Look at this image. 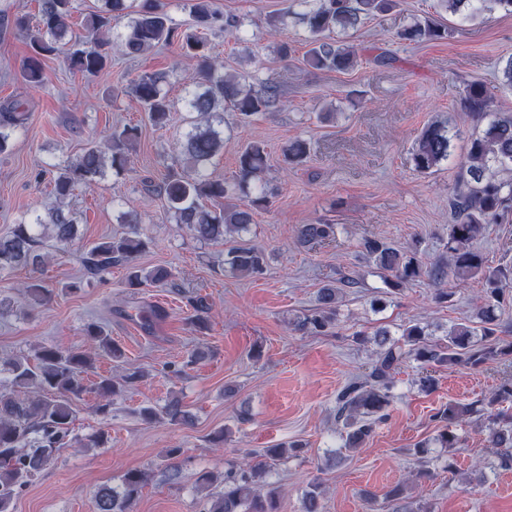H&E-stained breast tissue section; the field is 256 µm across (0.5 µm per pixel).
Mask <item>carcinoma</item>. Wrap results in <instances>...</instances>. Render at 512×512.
I'll return each mask as SVG.
<instances>
[{"label": "carcinoma", "instance_id": "obj_1", "mask_svg": "<svg viewBox=\"0 0 512 512\" xmlns=\"http://www.w3.org/2000/svg\"><path fill=\"white\" fill-rule=\"evenodd\" d=\"M512 12V0H443L454 14L474 16L486 9L487 2ZM300 8L299 23L308 33L306 65L328 71L345 72L361 61L352 45L335 39V34L358 27L363 20L391 10L394 0H293ZM72 0H38L35 26L25 18L16 19V26L26 31L31 56L24 67L26 83L35 88L43 82V58L70 48V65L88 77L107 73L112 44L121 43L127 53L139 54L158 46L175 44L193 62L189 83L195 87L184 99L186 111L195 113L189 121L190 130L182 142V173L169 175L158 183H148V190L164 199L167 213L175 223L183 225L200 240L224 244V269L240 278H253L265 269L264 250L245 243L241 233L254 223L255 212L267 207L269 194L262 183L267 168L268 152L261 141L247 143L238 155L237 172L232 180L215 179L207 173L209 165L224 148V111L237 113L249 120L269 114L281 103L280 83L267 79L254 85L250 75L227 73L224 63L210 54L208 31L217 24L227 29L235 41L248 47L244 24L232 17L224 18L214 0H191L192 23L175 25L156 0H143L134 10L127 0H101L99 9L84 19V35L72 27ZM129 15L131 19L122 32L114 31L112 22ZM447 35L446 29L432 18L417 19L405 26L399 38L409 42H434ZM168 84L165 72L143 73L130 83V94L147 114L151 125L167 126L175 103L164 89ZM491 90L482 82L467 85L463 97L465 109L484 129L473 134L466 157L461 164L463 188L448 199L453 224L448 230V262L422 267L415 254L378 240L368 239L364 249L373 266L390 277V286L401 285L427 277L440 284L452 275L460 281L475 280L481 284L476 297L477 320L452 324L444 341L432 339L434 332L416 320L401 325V337L395 339L386 328L369 338L355 334V341L377 345L368 380L354 379L336 395V417L343 422V448L362 447L376 426L388 416L394 394V377L409 358L423 364L458 365L479 368L490 361L511 359L512 343L502 345L497 333V315L505 292L512 289V267L496 270L486 267L484 255L475 248V240L490 224L512 222V179L500 178L512 173V114L497 116L489 112ZM25 103L11 99L0 104V155L10 151L12 135L25 126ZM140 137L136 125L115 127L104 143L91 144L67 164L57 168L53 193L57 204L47 215L32 214L14 225L0 237V275L19 266L34 273L45 264V241L64 248L78 238L77 217L65 208L63 200L72 196L82 184L103 179L107 173L117 174L127 167L130 151ZM448 129L429 125L423 129L412 153L414 167L421 173L438 168L450 155ZM306 141L295 139L282 151L288 165L302 162L308 155ZM124 230L92 245L82 257L86 280H100L112 267H128L127 286L133 290L175 286V274L168 266L144 268L135 264L145 248L141 238L138 215L132 211L120 216ZM336 237L334 224H303L297 230L300 244L307 246ZM346 280L328 283L319 289L314 312L290 322V330L302 336L323 333L337 321ZM36 304L51 297L37 279L25 285ZM191 323L199 328L208 325L211 304L203 297H192ZM85 334L90 348L63 352L53 345H40L29 354L15 355L0 362V377L6 378L9 390H0V512H11V504L19 489L45 470L55 453L70 443L74 415L73 401L86 392H95L98 403L95 413L111 412L112 398L143 377L142 371L129 368L116 380L101 376L89 383L95 357L106 355L121 362L124 353L105 328L89 323ZM512 379L504 380L493 395L478 403L450 404L437 413L442 423L434 442L453 451L460 437L455 431L459 422L476 418L487 433V441L499 449L500 466L512 467ZM148 423L165 422L184 425L190 414L177 397L163 405H148L139 410ZM304 444L293 442L264 449V459L249 457L235 470L224 473V488L210 497L206 512H278V491L269 481L271 462L296 456ZM145 483V475L130 470L117 488L100 487L95 494L96 512H130L131 505ZM387 498L396 504V512L413 510L405 501L403 489L394 487ZM303 512H323L322 491L315 483L303 500Z\"/></svg>", "mask_w": 512, "mask_h": 512}]
</instances>
